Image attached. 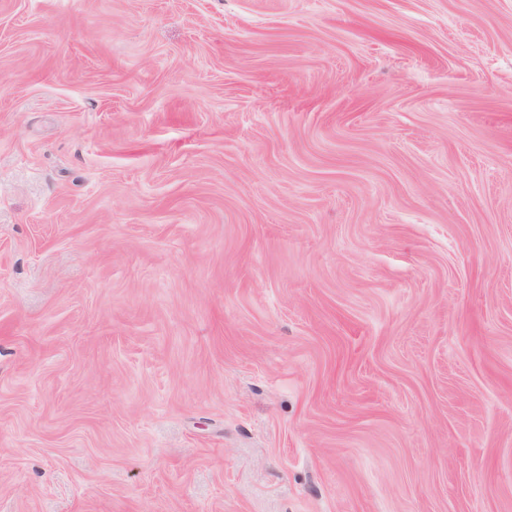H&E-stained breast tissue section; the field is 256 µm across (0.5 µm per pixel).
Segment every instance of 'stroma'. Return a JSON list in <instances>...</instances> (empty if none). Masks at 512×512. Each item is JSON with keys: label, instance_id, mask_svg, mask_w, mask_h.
<instances>
[{"label": "stroma", "instance_id": "35a3bbf8", "mask_svg": "<svg viewBox=\"0 0 512 512\" xmlns=\"http://www.w3.org/2000/svg\"><path fill=\"white\" fill-rule=\"evenodd\" d=\"M0 512H512V0H0Z\"/></svg>", "mask_w": 512, "mask_h": 512}]
</instances>
